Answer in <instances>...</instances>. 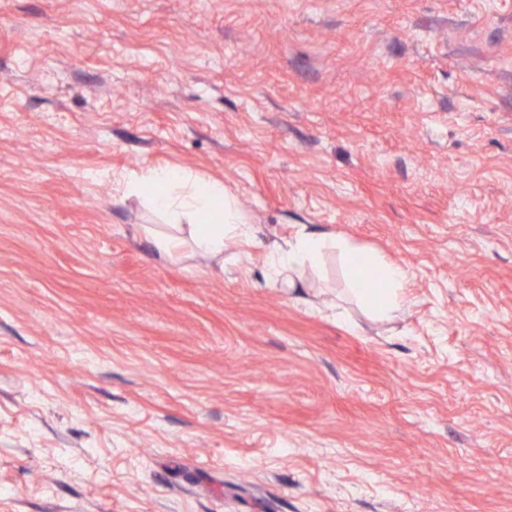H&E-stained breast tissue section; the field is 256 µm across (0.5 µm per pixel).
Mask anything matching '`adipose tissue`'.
Masks as SVG:
<instances>
[{"mask_svg": "<svg viewBox=\"0 0 512 512\" xmlns=\"http://www.w3.org/2000/svg\"><path fill=\"white\" fill-rule=\"evenodd\" d=\"M125 195L144 198L163 217L166 228H146V238L166 261L185 248L219 256L226 245L250 240L256 229L240 211L223 181L185 168H146L122 179ZM336 252L348 275L350 290L378 317H390L408 303V273L393 260L361 250L342 235L299 230L267 259L269 279L287 277L292 288L305 287L300 269L317 266L325 253Z\"/></svg>", "mask_w": 512, "mask_h": 512, "instance_id": "1", "label": "adipose tissue"}]
</instances>
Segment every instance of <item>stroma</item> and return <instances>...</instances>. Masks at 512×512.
I'll list each match as a JSON object with an SVG mask.
<instances>
[{"label": "stroma", "instance_id": "35a3bbf8", "mask_svg": "<svg viewBox=\"0 0 512 512\" xmlns=\"http://www.w3.org/2000/svg\"><path fill=\"white\" fill-rule=\"evenodd\" d=\"M147 167L234 193L223 272ZM304 225L405 312L268 279ZM0 512H512V0H0ZM124 195L143 197L164 218L167 231L146 227L147 240L165 261L186 248L217 257L224 246L248 241L256 229L240 211L224 181L185 168H146L122 178ZM188 226V236H184ZM331 251H336L340 256L351 292L369 312L377 317L388 318L406 308V269L393 260L351 245L341 234L333 232L318 233L302 227L293 239L268 257L267 277L278 280L287 271L315 267L324 254ZM364 273L377 280L382 288L377 292L374 288H366Z\"/></svg>", "mask_w": 512, "mask_h": 512}]
</instances>
